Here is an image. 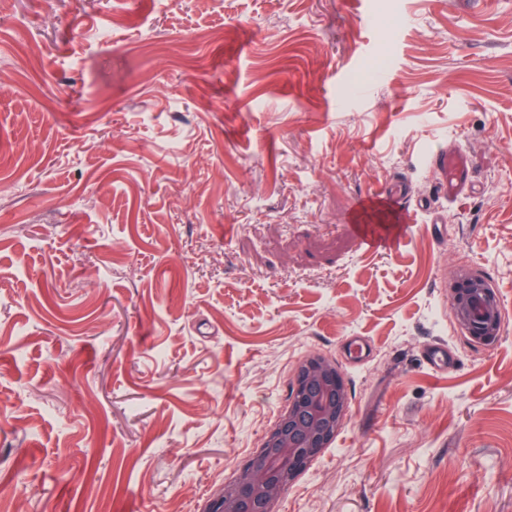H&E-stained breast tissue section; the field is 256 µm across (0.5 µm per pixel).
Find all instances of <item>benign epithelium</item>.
Segmentation results:
<instances>
[{"label": "benign epithelium", "instance_id": "1", "mask_svg": "<svg viewBox=\"0 0 512 512\" xmlns=\"http://www.w3.org/2000/svg\"><path fill=\"white\" fill-rule=\"evenodd\" d=\"M450 304L472 342L487 346L502 335L503 311L488 278L468 269L458 271ZM349 407L350 392L336 363L319 354L307 357L297 368L287 407L260 448L224 484L209 512H274L277 497L335 439Z\"/></svg>", "mask_w": 512, "mask_h": 512}]
</instances>
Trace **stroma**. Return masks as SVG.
Masks as SVG:
<instances>
[{
    "instance_id": "stroma-1",
    "label": "stroma",
    "mask_w": 512,
    "mask_h": 512,
    "mask_svg": "<svg viewBox=\"0 0 512 512\" xmlns=\"http://www.w3.org/2000/svg\"><path fill=\"white\" fill-rule=\"evenodd\" d=\"M314 352L277 512H512V0H0V512H206ZM432 164L438 166L446 175V181L441 184L443 197L454 198L466 189L470 163L462 150L437 152L432 157ZM450 304L458 326L475 344L491 345L503 332L500 301L488 278L462 269L450 288Z\"/></svg>"
}]
</instances>
